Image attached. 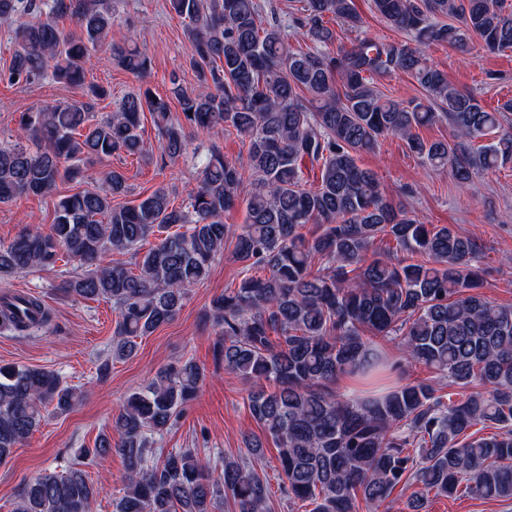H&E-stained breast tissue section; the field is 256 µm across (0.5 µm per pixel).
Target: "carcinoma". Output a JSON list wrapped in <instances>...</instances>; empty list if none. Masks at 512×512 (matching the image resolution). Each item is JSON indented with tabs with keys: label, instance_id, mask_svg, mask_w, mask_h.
<instances>
[{
	"label": "carcinoma",
	"instance_id": "obj_1",
	"mask_svg": "<svg viewBox=\"0 0 512 512\" xmlns=\"http://www.w3.org/2000/svg\"><path fill=\"white\" fill-rule=\"evenodd\" d=\"M188 20L196 76L171 78V98L150 88L129 94L97 119L89 103L71 100L22 114L13 143L0 141V204L48 197L58 183L84 180L112 155L135 157L162 171L184 156L187 131H234V160L211 145L193 153L199 184L183 207L157 186L134 205L119 167L95 185L59 196L49 231L29 230L0 245V275L45 269L66 259L79 272L66 294L107 300L118 314L109 361L130 358L135 339L175 318L191 288L234 241L243 263L239 287L212 301L208 319L224 370L252 382L249 408L275 440L283 493L310 512H359L384 505L401 482L412 488V512L439 497L512 500V304L478 292L480 246L453 224H424L381 190L376 172L358 164L389 136L401 138L427 167L475 191L474 177L512 164V98L487 110L428 62L425 49L446 43L462 52L512 49L506 0H372L401 41L359 38L336 50L330 22L361 28L354 0H303L291 18L308 51L288 44L285 25L260 0H168ZM75 22L79 34L58 26ZM13 26V51L0 83L46 78L110 96L85 82L91 53L107 51L140 77L152 60L128 34L112 41L109 0H0ZM410 76L426 93L404 101L375 79ZM150 115L153 149L142 130ZM447 122L450 140L426 141L416 129ZM319 166L308 186L304 162ZM244 200L248 224L236 230L224 212ZM178 224L144 251L143 243ZM130 255L134 268L102 266L101 255ZM40 297L0 299V332L24 335L47 326ZM392 342L402 357L380 353ZM432 376L411 377L402 363ZM341 377L360 384L338 393ZM469 390L459 399L438 379ZM206 379L193 360L159 369L132 392L112 419L117 442L102 435L93 457L117 453L126 467L115 512H267L268 486L253 460L262 443L245 439L246 456L201 457L195 448L161 454L156 438L176 423ZM79 400L53 372L0 366V463L20 447L48 408ZM496 432L476 437L473 427ZM103 488L81 468L28 479L12 512H92Z\"/></svg>",
	"mask_w": 512,
	"mask_h": 512
}]
</instances>
